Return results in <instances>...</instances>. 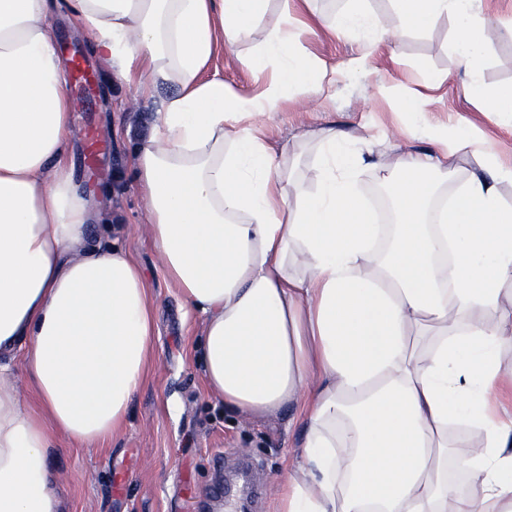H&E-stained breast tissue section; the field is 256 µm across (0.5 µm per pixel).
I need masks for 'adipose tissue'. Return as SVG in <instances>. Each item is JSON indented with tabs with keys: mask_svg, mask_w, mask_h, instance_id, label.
<instances>
[{
	"mask_svg": "<svg viewBox=\"0 0 512 512\" xmlns=\"http://www.w3.org/2000/svg\"><path fill=\"white\" fill-rule=\"evenodd\" d=\"M270 0H73L96 54L148 95L178 87L136 150L143 234L165 278L203 318L209 395L244 419L295 412L303 441L272 512H512V180L497 151L460 126L429 148L367 160L341 134L317 135L313 186L260 136L288 88L322 89L329 64L296 52L301 21L246 59L255 95L204 71L250 40ZM389 28L360 9L326 27L386 38L457 22L458 71L487 43L480 0H395ZM50 0H0V512H63L49 465L61 442L105 447L123 426L153 357L155 307L119 245L90 236L104 214L75 181L74 140ZM473 160L431 207L425 172ZM386 173L397 212L383 233L355 182ZM26 384L18 386L14 363ZM481 438L457 451L471 482L448 488V424Z\"/></svg>",
	"mask_w": 512,
	"mask_h": 512,
	"instance_id": "obj_1",
	"label": "adipose tissue"
}]
</instances>
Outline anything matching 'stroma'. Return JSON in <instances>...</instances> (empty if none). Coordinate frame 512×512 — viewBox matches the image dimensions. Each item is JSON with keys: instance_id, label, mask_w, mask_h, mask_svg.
I'll return each mask as SVG.
<instances>
[{"instance_id": "35a3bbf8", "label": "stroma", "mask_w": 512, "mask_h": 512, "mask_svg": "<svg viewBox=\"0 0 512 512\" xmlns=\"http://www.w3.org/2000/svg\"><path fill=\"white\" fill-rule=\"evenodd\" d=\"M349 0H312L303 9L305 27L296 47L324 59L336 71L328 95L314 89L289 94L270 110L263 136L275 148H287L301 172L313 170L318 147L315 132L332 128L347 136L352 150L394 153L423 149L419 138L394 139L402 127L444 128L456 124L479 130L512 159V128L465 95L457 71L455 22L441 16L424 30L407 31L398 44L364 28L338 33L319 24L322 16L338 17ZM484 15L495 30L473 77L487 91L512 86V0H484ZM284 0H271L251 40L214 57L207 73L224 78L240 93L256 94L262 81L246 57L263 45L280 25ZM50 25L55 39L79 43L87 63L98 73L100 93L88 103L72 104L76 131L70 153L75 179L83 190L100 193L109 221L93 225L91 235L102 246L119 243L142 269L155 304L154 358L145 382L133 395L123 427L103 448L56 449L50 458L62 475L58 491L65 512H270L268 488L286 477L295 461L299 428L288 425V413L246 422L211 398L197 360L202 320L187 311L176 288L163 276L159 257L141 235L144 221L138 191L128 177L132 154L145 139L174 85L158 86L139 101L133 88L91 50V36L81 29L70 0H52ZM368 54L358 70L352 58ZM443 77L431 88L434 77ZM417 92L423 112L400 111L397 99ZM98 144L89 154L84 129Z\"/></svg>"}]
</instances>
